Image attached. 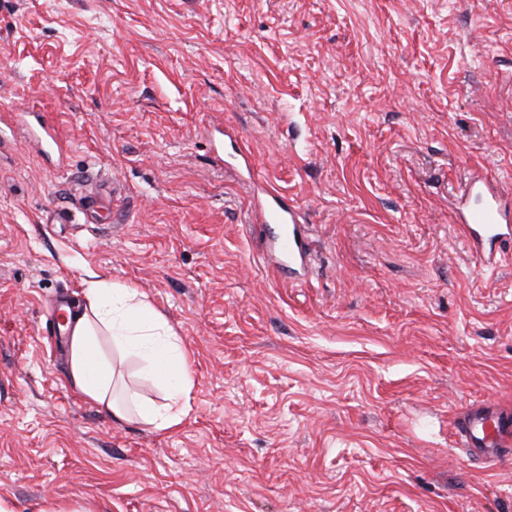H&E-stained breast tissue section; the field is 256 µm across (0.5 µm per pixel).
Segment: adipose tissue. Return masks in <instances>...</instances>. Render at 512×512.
Listing matches in <instances>:
<instances>
[{"label":"adipose tissue","mask_w":512,"mask_h":512,"mask_svg":"<svg viewBox=\"0 0 512 512\" xmlns=\"http://www.w3.org/2000/svg\"><path fill=\"white\" fill-rule=\"evenodd\" d=\"M68 384L116 421L137 420L155 431L178 426L188 411L190 363L181 340L137 288L91 277L67 336ZM143 363L163 403L143 399L122 383L117 366Z\"/></svg>","instance_id":"obj_1"}]
</instances>
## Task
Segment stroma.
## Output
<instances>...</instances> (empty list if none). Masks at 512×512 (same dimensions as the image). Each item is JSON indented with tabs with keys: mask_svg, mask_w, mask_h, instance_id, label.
Wrapping results in <instances>:
<instances>
[{
	"mask_svg": "<svg viewBox=\"0 0 512 512\" xmlns=\"http://www.w3.org/2000/svg\"><path fill=\"white\" fill-rule=\"evenodd\" d=\"M0 501L101 512H512V258L456 226L512 185V0H0ZM248 154L308 226L269 265ZM104 201L84 213L83 196ZM138 288L192 354L191 409L118 423L67 382L56 297ZM472 195L480 199V205L458 208L459 229L469 251L485 268L494 269L511 250L512 225L503 205V197L511 193L482 175H474L465 184L461 200L466 202ZM457 436L471 457L495 461L512 449V421L503 411L473 409L458 424Z\"/></svg>",
	"mask_w": 512,
	"mask_h": 512,
	"instance_id": "stroma-1",
	"label": "stroma"
}]
</instances>
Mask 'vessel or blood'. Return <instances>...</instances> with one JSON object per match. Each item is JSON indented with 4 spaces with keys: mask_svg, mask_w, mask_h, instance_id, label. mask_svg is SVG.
Returning <instances> with one entry per match:
<instances>
[{
    "mask_svg": "<svg viewBox=\"0 0 512 512\" xmlns=\"http://www.w3.org/2000/svg\"><path fill=\"white\" fill-rule=\"evenodd\" d=\"M505 189L475 175L466 183L464 197L475 196L479 206L460 207L458 224L469 251L488 269L498 266L512 249V213L503 204ZM256 209L262 222L275 224L271 259L289 268L306 267L309 261L304 225L285 196L260 186L255 190ZM457 436L470 456L494 461L512 452V415L499 410H471L457 427Z\"/></svg>",
    "mask_w": 512,
    "mask_h": 512,
    "instance_id": "obj_1",
    "label": "vessel or blood"
}]
</instances>
